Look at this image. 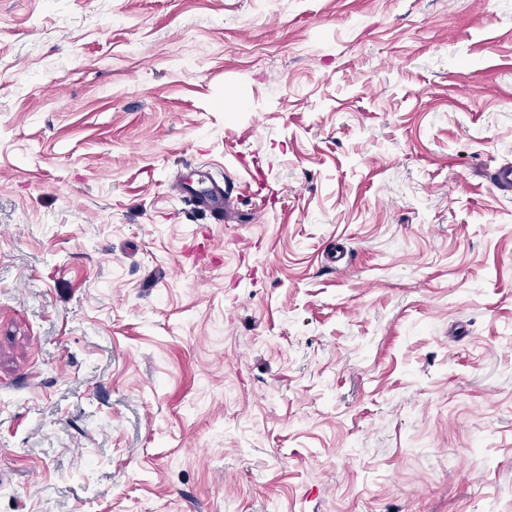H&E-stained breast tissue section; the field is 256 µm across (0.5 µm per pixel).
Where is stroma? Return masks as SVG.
<instances>
[{
  "label": "stroma",
  "instance_id": "35a3bbf8",
  "mask_svg": "<svg viewBox=\"0 0 512 512\" xmlns=\"http://www.w3.org/2000/svg\"><path fill=\"white\" fill-rule=\"evenodd\" d=\"M506 163L512 0H0V512H512ZM194 205L210 212L216 223H226L224 211V185L216 181L211 183V187L202 196H189Z\"/></svg>",
  "mask_w": 512,
  "mask_h": 512
}]
</instances>
